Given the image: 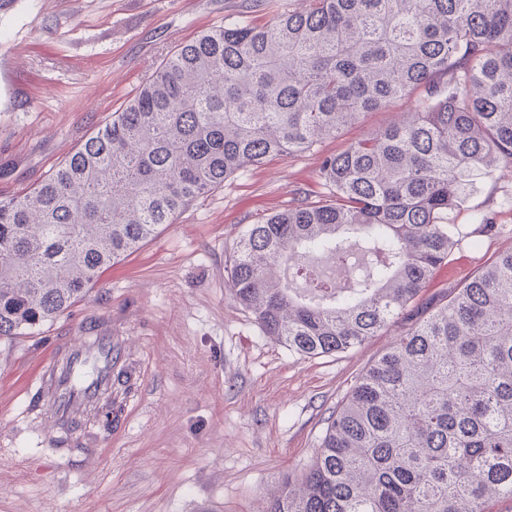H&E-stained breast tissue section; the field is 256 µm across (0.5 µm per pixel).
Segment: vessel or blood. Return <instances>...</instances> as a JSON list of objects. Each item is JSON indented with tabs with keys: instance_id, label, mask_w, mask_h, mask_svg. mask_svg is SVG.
Segmentation results:
<instances>
[{
	"instance_id": "1",
	"label": "vessel or blood",
	"mask_w": 512,
	"mask_h": 512,
	"mask_svg": "<svg viewBox=\"0 0 512 512\" xmlns=\"http://www.w3.org/2000/svg\"><path fill=\"white\" fill-rule=\"evenodd\" d=\"M118 373L131 380L137 367L126 361L124 348L114 342L111 324L85 327L78 335L59 339L39 371L26 407L34 418L50 420L41 435L42 445L63 455H92L97 446L92 418L111 395Z\"/></svg>"
}]
</instances>
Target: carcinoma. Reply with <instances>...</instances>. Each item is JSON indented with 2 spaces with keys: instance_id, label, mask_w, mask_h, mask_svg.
Segmentation results:
<instances>
[{
  "instance_id": "cac0c4a2",
  "label": "carcinoma",
  "mask_w": 512,
  "mask_h": 512,
  "mask_svg": "<svg viewBox=\"0 0 512 512\" xmlns=\"http://www.w3.org/2000/svg\"><path fill=\"white\" fill-rule=\"evenodd\" d=\"M214 27L26 195L0 200V338L81 301L202 194L367 112L411 111L325 157V201L249 224L224 272L261 331L343 353L413 306L463 232L477 182L512 167V0H310ZM355 250L349 287L305 262ZM287 266L308 282L282 283ZM512 502V249L422 310L357 378L266 512H489Z\"/></svg>"
}]
</instances>
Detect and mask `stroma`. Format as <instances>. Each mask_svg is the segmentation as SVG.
Returning a JSON list of instances; mask_svg holds the SVG:
<instances>
[{
    "mask_svg": "<svg viewBox=\"0 0 512 512\" xmlns=\"http://www.w3.org/2000/svg\"><path fill=\"white\" fill-rule=\"evenodd\" d=\"M244 0H15L0 15V199L29 191L163 58L241 17ZM366 113L313 149L227 178L116 262L68 312L31 336L0 340V512H263L282 474L303 473L325 421L360 373L407 329L400 320L345 353L303 358L265 336L235 300L224 261L247 225L328 195L324 157L410 111ZM492 217L497 231L476 232ZM465 237L418 300L459 287L512 248V167L495 170L448 214ZM104 314L141 366L113 385L121 428L69 467L41 447L46 420L24 392L55 337Z\"/></svg>",
    "mask_w": 512,
    "mask_h": 512,
    "instance_id": "obj_1",
    "label": "stroma"
}]
</instances>
